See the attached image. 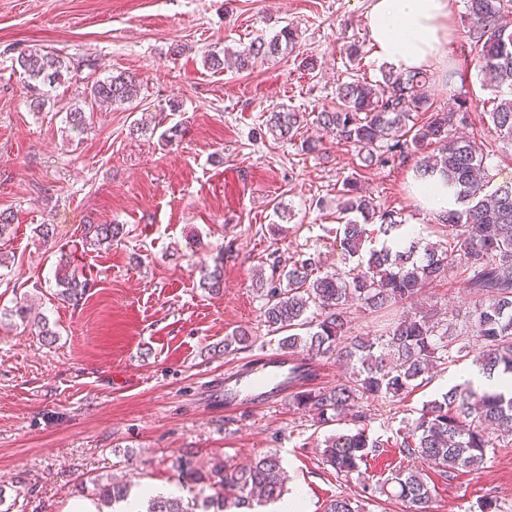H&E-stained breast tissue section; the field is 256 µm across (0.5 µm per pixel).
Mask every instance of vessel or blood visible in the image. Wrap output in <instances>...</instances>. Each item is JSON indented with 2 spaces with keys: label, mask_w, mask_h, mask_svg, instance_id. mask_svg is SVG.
Listing matches in <instances>:
<instances>
[{
  "label": "vessel or blood",
  "mask_w": 512,
  "mask_h": 512,
  "mask_svg": "<svg viewBox=\"0 0 512 512\" xmlns=\"http://www.w3.org/2000/svg\"><path fill=\"white\" fill-rule=\"evenodd\" d=\"M297 363L284 353L267 352L253 363L224 379V406L236 413L247 408L278 405L297 387L293 371Z\"/></svg>",
  "instance_id": "vessel-or-blood-1"
}]
</instances>
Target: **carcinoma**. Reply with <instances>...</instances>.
I'll return each instance as SVG.
<instances>
[{"mask_svg":"<svg viewBox=\"0 0 512 512\" xmlns=\"http://www.w3.org/2000/svg\"><path fill=\"white\" fill-rule=\"evenodd\" d=\"M466 43L478 57L481 83L491 97L477 103L461 99L449 111L435 108L427 94L432 75L425 71L397 72L381 68V78H350L336 88V103L316 113V124L336 133L354 147L361 167L368 170L389 163L414 161V179H440L448 185L454 208L440 222L448 228L446 241L412 240L402 247L401 213L381 207L360 192L359 178L343 180L336 195V211L347 216L339 228L344 256L360 255L368 238L366 223L376 220L388 245L369 251L368 258L348 269L321 271V261L304 254L285 266L275 258L262 278V315L273 332H288L281 350L300 361L299 388L293 404L320 426L347 425L324 440L321 457L336 475L348 482L361 464L388 446L400 448L411 459L427 464L439 475L484 467L487 449L512 439V392L477 389L456 384L426 402L419 416L401 421L392 440L369 432L371 404L379 398L403 399L424 386L430 370L439 364L469 361L491 377L512 374V183L489 188L486 159L489 147L475 137L450 135L454 126H468L471 112L488 117V132L512 145V0H465L462 19ZM296 30L285 25L268 41L251 42L232 56L203 51L204 63L214 71L230 64L244 71L264 63L282 46L296 43ZM17 64L37 94V108L45 104L44 87L61 81L71 62L44 49L22 50ZM138 83L130 74L97 78L77 91L67 112L68 129L84 134L91 119L87 107L110 108L131 102ZM308 122L304 112L289 109L267 114L266 126L278 140L297 138ZM360 214L364 223L349 218ZM120 224H87L83 242L111 244L121 235ZM450 272L461 275L463 288L473 299L474 321L458 332L428 316L403 313L428 284ZM56 295L79 305L90 282L75 270L61 266L55 275ZM213 293L224 288L223 258L202 282ZM371 314L382 324L377 336H354L353 315ZM349 371L334 386L316 384V365L325 356ZM182 483H205L214 494L183 502L173 496L146 501L144 512H253L254 504L276 502L285 494V471L277 453H266L245 466H217L207 475L188 457L172 463ZM96 500L116 504L128 500L130 484L93 480ZM401 501L407 512H431L433 490L421 471L406 466L370 489V495ZM365 503L339 495L324 512H363Z\"/></svg>","mask_w":512,"mask_h":512,"instance_id":"obj_1","label":"carcinoma"}]
</instances>
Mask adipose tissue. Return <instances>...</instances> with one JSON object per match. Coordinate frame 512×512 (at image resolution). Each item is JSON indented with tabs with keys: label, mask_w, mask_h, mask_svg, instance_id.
Here are the masks:
<instances>
[{
	"label": "adipose tissue",
	"mask_w": 512,
	"mask_h": 512,
	"mask_svg": "<svg viewBox=\"0 0 512 512\" xmlns=\"http://www.w3.org/2000/svg\"><path fill=\"white\" fill-rule=\"evenodd\" d=\"M452 0H373L367 16L377 58L403 72L420 71L445 56Z\"/></svg>",
	"instance_id": "obj_1"
}]
</instances>
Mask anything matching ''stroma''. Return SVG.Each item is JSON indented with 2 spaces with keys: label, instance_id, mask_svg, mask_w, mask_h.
Here are the masks:
<instances>
[{
  "label": "stroma",
  "instance_id": "obj_1",
  "mask_svg": "<svg viewBox=\"0 0 512 512\" xmlns=\"http://www.w3.org/2000/svg\"><path fill=\"white\" fill-rule=\"evenodd\" d=\"M372 0H0V211L15 220L0 269V512H65L82 485L98 477L177 486L171 465L192 457L201 470L242 465L277 452L289 492L310 512L337 495L357 494L326 466L316 428L292 399L276 408L224 410V374L279 347L260 315L252 276L270 254L288 261L320 255L335 271L344 259L336 238V191L358 169L353 147L308 124L320 150L272 139L265 114L276 106L317 112L332 105L348 78L345 48L359 43L360 71L380 77L368 39ZM453 0L445 61L452 84L432 78L428 93L449 110L458 98H485L477 60ZM296 48L250 71L209 69L202 52L242 50L282 26ZM47 46L71 62L90 60L80 77L135 75L133 102L95 111L90 130L70 136L66 110L75 86L51 92L42 110L17 73V53ZM180 111H171V101ZM150 126L133 132L135 120ZM178 134L171 141L169 128ZM411 164L364 174L361 185L381 206L400 210L406 230L445 235L438 218L410 192ZM292 212L278 223L272 210ZM54 228L42 243L37 225ZM87 224H120L111 248L84 246ZM69 257L90 281L80 306L56 299L54 271ZM224 288H202L216 257ZM27 295L57 333L43 342L37 325L6 316ZM472 302L453 273L424 288L417 307L464 329ZM252 347L224 352L235 329ZM462 365L435 369L405 399L372 405L373 436H392L401 421L454 384ZM433 512H479L487 499L512 512V444L488 449L482 470L441 478L430 473ZM193 499L198 487L177 486Z\"/></svg>",
  "mask_w": 512,
  "mask_h": 512
}]
</instances>
